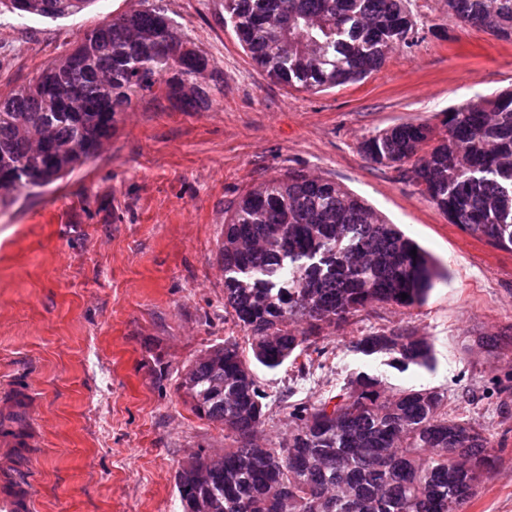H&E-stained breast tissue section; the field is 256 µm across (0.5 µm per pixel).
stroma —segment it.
<instances>
[{"label": "stroma", "mask_w": 512, "mask_h": 512, "mask_svg": "<svg viewBox=\"0 0 512 512\" xmlns=\"http://www.w3.org/2000/svg\"><path fill=\"white\" fill-rule=\"evenodd\" d=\"M224 73L210 105L135 103L98 153L38 196L0 207V412L27 390L32 446L22 465L32 512H183L175 471L224 428L177 386L184 365L241 331L224 313L217 258L224 210L291 169L365 199L447 267L425 304L385 307L328 332L323 367L256 374L270 394L314 401L367 372L394 388H433L503 449L467 512H512V252L450 224L361 140L405 123L441 125L454 106L512 88V42L461 25L446 0H408L412 46L367 79L321 93L272 82L224 21V0H163ZM142 0H96L63 18L0 15V92L36 77L85 33ZM409 325L430 336L433 370L348 352L354 338ZM494 336L496 350L478 348Z\"/></svg>", "instance_id": "obj_1"}]
</instances>
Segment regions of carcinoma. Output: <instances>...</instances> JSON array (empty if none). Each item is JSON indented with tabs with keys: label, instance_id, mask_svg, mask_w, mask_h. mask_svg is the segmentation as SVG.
I'll return each instance as SVG.
<instances>
[{
	"label": "carcinoma",
	"instance_id": "carcinoma-1",
	"mask_svg": "<svg viewBox=\"0 0 512 512\" xmlns=\"http://www.w3.org/2000/svg\"><path fill=\"white\" fill-rule=\"evenodd\" d=\"M465 26L512 40V0H446ZM94 0H0V11L54 18ZM407 0H224L253 62L290 89L358 83L417 22ZM161 0L106 21L34 80L0 94V206L34 195L92 158L118 116L147 97L186 110L224 83ZM373 163L404 170L418 192L490 246L512 252V89L452 108L443 131L407 123L360 142ZM416 253H411V250ZM224 311L244 333L187 365L177 390L201 419L224 426V451L179 465L183 512H465L499 461L491 436L448 416L433 388L395 390L359 372L317 401L274 397L291 420L277 448L262 443L270 394L254 366L290 363L310 375L325 331L377 305L411 309L447 278L433 257L342 185L302 171L250 187L224 212ZM407 298H402L401 294ZM430 370L434 344L414 328H380L350 342ZM26 415L0 419L22 433Z\"/></svg>",
	"mask_w": 512,
	"mask_h": 512
}]
</instances>
